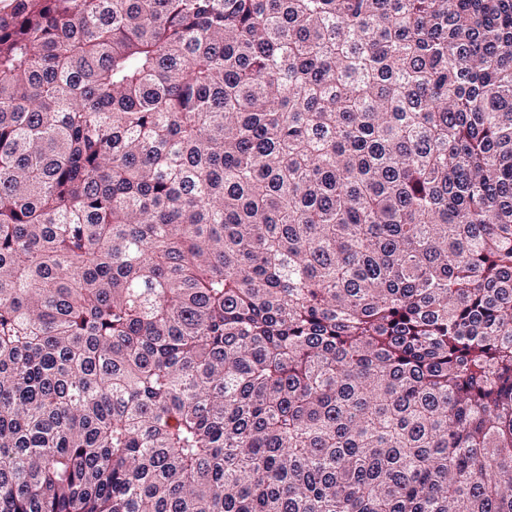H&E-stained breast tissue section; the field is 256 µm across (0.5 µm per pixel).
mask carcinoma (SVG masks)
<instances>
[{"instance_id":"cac0c4a2","label":"carcinoma","mask_w":512,"mask_h":512,"mask_svg":"<svg viewBox=\"0 0 512 512\" xmlns=\"http://www.w3.org/2000/svg\"><path fill=\"white\" fill-rule=\"evenodd\" d=\"M0 512H512V0H9Z\"/></svg>"}]
</instances>
